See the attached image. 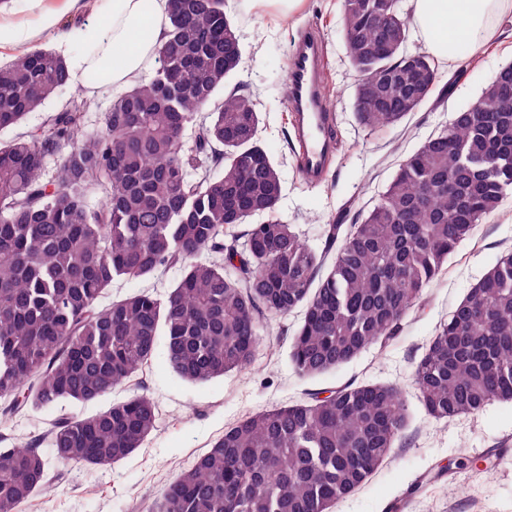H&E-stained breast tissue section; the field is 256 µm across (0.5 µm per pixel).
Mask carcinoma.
Returning <instances> with one entry per match:
<instances>
[{
    "instance_id": "cac0c4a2",
    "label": "carcinoma",
    "mask_w": 512,
    "mask_h": 512,
    "mask_svg": "<svg viewBox=\"0 0 512 512\" xmlns=\"http://www.w3.org/2000/svg\"><path fill=\"white\" fill-rule=\"evenodd\" d=\"M226 0H168L159 66L113 100L104 128L84 129L78 87L34 130L0 140V400L7 414L90 403L135 378L165 337L181 378L247 370L263 322L303 308L290 359L303 377L334 371L393 339L448 255L512 191V65L398 166L378 202L309 249L273 216L280 170L261 145L259 103L242 67ZM355 112L364 128L418 111L438 82L432 55L408 49L402 0H342ZM62 56L38 48L0 65V132L70 87ZM70 144L57 180L43 162ZM102 194L92 208L89 195ZM262 221L257 222L255 218ZM248 225L239 250L236 227ZM203 251L216 258L203 262ZM158 295L106 305L116 282L171 267ZM426 414L451 421L512 401V252L441 324L413 373ZM136 393L91 416H60L42 440L0 447V512L53 488V466H110L155 429ZM401 390L347 384L312 401L251 413L226 428L164 490L156 512H329L393 453L405 428Z\"/></svg>"
}]
</instances>
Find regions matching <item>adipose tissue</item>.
Wrapping results in <instances>:
<instances>
[{
    "instance_id": "ef3b65f1",
    "label": "adipose tissue",
    "mask_w": 512,
    "mask_h": 512,
    "mask_svg": "<svg viewBox=\"0 0 512 512\" xmlns=\"http://www.w3.org/2000/svg\"><path fill=\"white\" fill-rule=\"evenodd\" d=\"M108 22L86 27V42L99 55L86 68L106 70V83L123 87L134 82L152 59L163 37L167 0H110ZM418 38L441 60L467 59L512 21V0H406Z\"/></svg>"
}]
</instances>
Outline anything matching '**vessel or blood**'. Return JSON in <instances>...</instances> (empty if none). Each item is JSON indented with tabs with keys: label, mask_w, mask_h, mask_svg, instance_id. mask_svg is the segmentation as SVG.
<instances>
[{
	"label": "vessel or blood",
	"mask_w": 512,
	"mask_h": 512,
	"mask_svg": "<svg viewBox=\"0 0 512 512\" xmlns=\"http://www.w3.org/2000/svg\"><path fill=\"white\" fill-rule=\"evenodd\" d=\"M323 73L320 37L305 29L288 61L285 98L299 144V174L309 185L322 182L335 149L333 120L323 103Z\"/></svg>",
	"instance_id": "obj_1"
}]
</instances>
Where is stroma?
Segmentation results:
<instances>
[{
	"mask_svg": "<svg viewBox=\"0 0 512 512\" xmlns=\"http://www.w3.org/2000/svg\"><path fill=\"white\" fill-rule=\"evenodd\" d=\"M226 12L236 25L243 52L236 79L258 99L260 138L282 176L276 214L315 250L322 247L326 224L339 215L353 217L371 208L399 162L476 102L499 67L512 62V37L503 34L463 65L440 63L438 87L419 111L397 125L370 132L354 112L356 76L346 58L341 0H308L303 14L290 25L256 14L240 0H228ZM48 13L55 16L49 29L42 25ZM105 19V10H70L64 0H10L0 8V22L30 32L31 37L21 45L0 48V63L8 64L38 47L74 62L86 54L83 29ZM308 24L323 38L336 138L330 168L316 186L307 185L298 173V145L286 138L291 125L284 99L286 61ZM511 249L512 192L476 225L472 238L449 255L427 288L424 304L408 312L394 339L317 377L300 376L289 358L291 335L302 317L296 309L270 317L247 372L192 383L174 373L159 354L134 381L95 402H65L51 410L0 415V439L16 442L45 435L57 415L93 414L139 391L153 398L159 413L157 429L129 458L111 466L62 469L53 479L51 493L37 496L18 512H150L167 484L246 415L304 402L313 393L347 383L367 382L402 389L406 427L392 459L332 512H512V403L496 402L476 414L438 421L425 413L413 383L415 366L439 325L500 254ZM460 457L476 460V467L446 472L448 461ZM462 485L467 488L463 494L458 491Z\"/></svg>",
	"mask_w": 512,
	"mask_h": 512,
	"instance_id": "obj_1",
	"label": "stroma"
}]
</instances>
